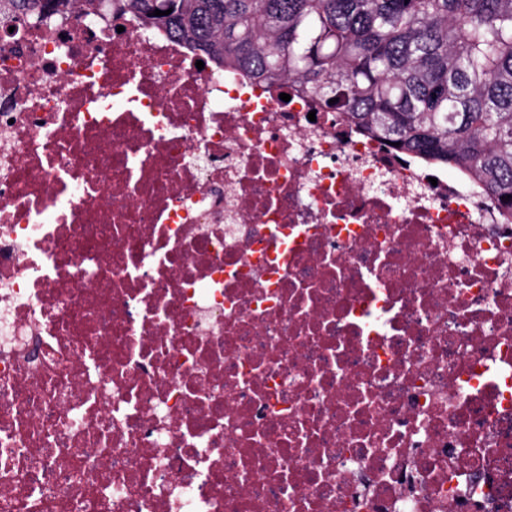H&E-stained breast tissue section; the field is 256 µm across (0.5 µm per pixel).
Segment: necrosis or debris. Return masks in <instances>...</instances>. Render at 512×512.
<instances>
[{
  "label": "necrosis or debris",
  "mask_w": 512,
  "mask_h": 512,
  "mask_svg": "<svg viewBox=\"0 0 512 512\" xmlns=\"http://www.w3.org/2000/svg\"><path fill=\"white\" fill-rule=\"evenodd\" d=\"M0 512H512V224L119 5L0 27Z\"/></svg>",
  "instance_id": "obj_1"
}]
</instances>
